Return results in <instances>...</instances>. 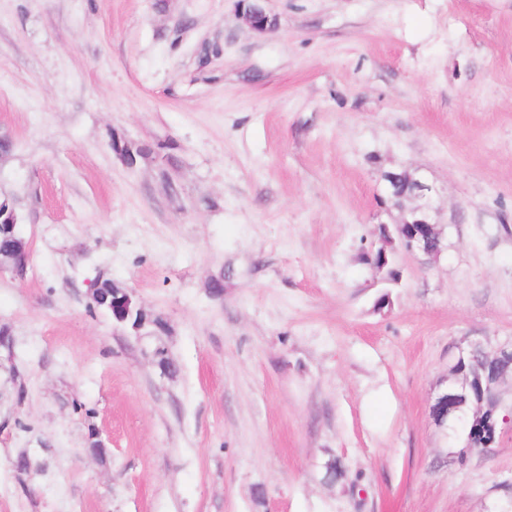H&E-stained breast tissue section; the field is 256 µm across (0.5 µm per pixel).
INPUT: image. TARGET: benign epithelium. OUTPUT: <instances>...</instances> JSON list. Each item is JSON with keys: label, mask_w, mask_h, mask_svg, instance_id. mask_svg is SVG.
Wrapping results in <instances>:
<instances>
[{"label": "benign epithelium", "mask_w": 512, "mask_h": 512, "mask_svg": "<svg viewBox=\"0 0 512 512\" xmlns=\"http://www.w3.org/2000/svg\"><path fill=\"white\" fill-rule=\"evenodd\" d=\"M267 18L269 15L259 0H253L252 5L238 16L243 24L259 33L274 29L273 24L266 22ZM381 179L386 190L383 199L386 211H401V218L396 222L401 245L410 252L437 259L446 245L427 248L436 236H444L443 228L433 219L432 186L417 171L409 168L385 172ZM128 321L131 322L130 330L135 334L152 323L141 307L131 306L127 297L118 308L116 323L123 325ZM449 371L448 389L439 395L435 404L440 423L446 425L460 417L468 401L477 396V406L472 418L467 420L462 451H488L496 447L503 430H512V412L499 413L497 402L501 384L512 380V342L492 346L486 341L465 339L456 345Z\"/></svg>", "instance_id": "benign-epithelium-1"}]
</instances>
